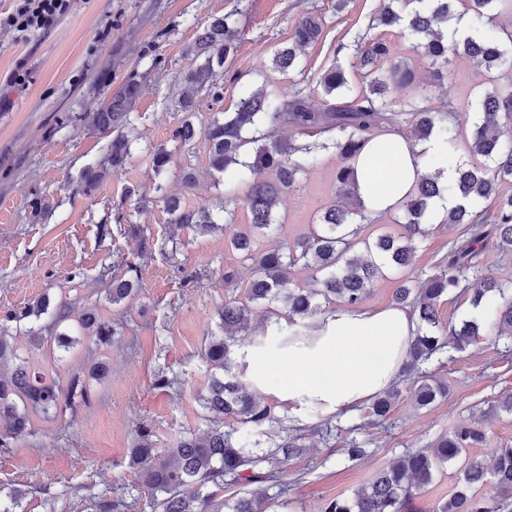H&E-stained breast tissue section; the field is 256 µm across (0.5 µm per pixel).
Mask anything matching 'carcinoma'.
<instances>
[{"label":"carcinoma","mask_w":512,"mask_h":512,"mask_svg":"<svg viewBox=\"0 0 512 512\" xmlns=\"http://www.w3.org/2000/svg\"><path fill=\"white\" fill-rule=\"evenodd\" d=\"M486 20L498 28L497 35L485 37L462 33L467 18ZM377 25L400 27L412 49L438 70L448 69L450 55L458 50L487 70L512 72V0H380L374 18ZM324 18L307 13L291 29L288 46L275 52L274 67L281 72L304 74L300 53L321 40ZM236 12L214 19L198 37L196 56L186 81L224 98V59L236 50ZM336 53L354 59L365 84L352 85L339 62L325 69L310 89L299 87L286 102H278L261 89L247 88L232 112L212 118L204 130L209 143V167L224 174V200L219 203L223 223L208 210L181 206L176 196L162 197L178 226L196 224L208 231H222L235 223L243 206L250 224L230 238L232 247L251 262L255 276L244 298L230 294L218 311L219 334L210 336L204 357L211 367L208 383L199 401L208 414L210 426L202 434H185L174 447L158 454L146 426L136 430L137 441L130 449V467L153 501L158 512H270L288 491L282 482V467L304 452L296 438L288 436L270 442V448H247L238 433L245 427L266 434V426L280 422L275 406L252 392L242 379L243 368L236 360L241 333L250 330L256 308L284 320L277 332L335 310L336 306L357 307L386 270L403 271L412 265L416 240L426 232L436 200L444 196L460 199L441 223L463 224L465 238L459 239L426 278L406 276L395 290V302L409 306L418 331L414 337L404 375L416 404L427 408L448 396V385L438 381L427 367L441 359L445 349H465L481 336L512 343V292L491 279L470 284L468 275L479 273L480 255L492 243L503 254L512 255V195L498 192L501 182L512 179V86L485 91L476 103L474 119L465 137L470 161L455 165L456 178L440 182L439 175L416 178L398 206L396 222L404 228L399 237L381 234L373 241L363 237V224L375 219L365 215L358 196L354 167L366 143L374 138L400 133L397 117L409 116V137L420 143L435 140L447 152L454 148L449 121L451 105L441 110L426 96L405 101L392 97L391 86L414 82L413 68L392 61L390 43L374 36L354 46L339 44ZM332 100L316 108L313 94ZM138 85L127 84L100 111L93 113L94 125L116 130L106 160L83 172L81 182L94 191L108 170L125 167L133 156L134 139L125 131L128 114L134 108ZM296 135L312 131L331 135V143H301L285 139L282 128ZM334 148L342 160L336 171L339 201L329 206L304 235L262 251L256 238L278 223V205L283 196L300 183L301 175L315 159V149ZM156 174L164 172L172 153L164 146L153 149ZM302 264L312 270L306 284H297L290 270ZM123 275L112 278L109 302L118 305L134 296L140 285L137 263L123 259ZM471 290V306L484 315L447 323L440 318L438 301L456 290ZM45 298L24 310L7 311L5 322H21L48 312ZM77 333H68L69 321ZM55 358L65 357L85 337L99 344L117 335L115 326L94 308L78 315L64 302L52 313ZM31 352L20 355L8 339L0 336V447L28 433L33 419H46L61 406L89 403L86 382L78 377L62 385L47 377L49 364L35 356L44 343L42 332L30 336ZM401 396L398 386L377 395L369 407L373 421L385 419ZM486 442V434L475 425H461L441 436L431 448L406 451L394 464L377 471L351 498L330 501L324 512H417L416 499L430 485L439 468L460 465V486L434 512H502L512 502V446L494 449L495 465L487 474L483 461L467 456V449ZM492 482H487V477ZM491 484L486 494L478 489ZM231 493L218 498V492Z\"/></svg>","instance_id":"obj_1"}]
</instances>
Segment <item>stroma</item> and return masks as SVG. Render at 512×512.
<instances>
[{
    "mask_svg": "<svg viewBox=\"0 0 512 512\" xmlns=\"http://www.w3.org/2000/svg\"><path fill=\"white\" fill-rule=\"evenodd\" d=\"M70 11L51 29L18 33L0 27V312L41 297L68 303L74 311L98 307L117 324L109 344L83 342L53 371L61 382L86 375L104 361L108 375L90 380L89 405L61 411L55 419H35L32 432L0 448V505L13 512H98L104 501L123 498L120 512H151L149 496L129 466L137 425H146L157 450L186 432L203 433L209 423L197 394L211 374L204 349L217 332V311L228 294L223 273L239 270V287L253 277L230 246L228 235L192 224L175 226L162 205L135 211L125 190L162 187L192 209L214 208L224 198V177L208 165L203 129L214 113L234 111L243 86H264L286 100L291 75L274 70L277 48L287 45L292 21L309 12L324 15L319 43L303 53L307 78L314 79L336 58V45L368 33L379 0H71ZM238 11L237 48L225 64L231 81L224 98L191 91L185 81L192 51L214 18ZM396 59L415 71V81L398 87L397 97L426 95L433 106L453 104V128L467 134L472 104L482 84H506V72L492 74L469 57H452L436 74L394 29H381ZM23 74L15 82V74ZM140 85L128 116L139 134L126 167L109 174L91 194L81 189L86 168L103 162L113 133L88 121L128 81ZM191 96L184 114L180 102ZM196 138L173 155L163 174L152 169L150 151L169 145L184 119ZM334 150L318 151L278 208L280 222L259 240L267 249L305 234L324 208L336 200ZM196 181L185 184L184 167ZM137 224L152 233V255L137 257L138 243L124 234ZM457 226L431 220L418 242L412 272L431 273L460 234ZM139 262L141 291L119 305L107 298L103 272L118 258ZM448 384V398L417 408L403 394L386 421L368 424V406L332 417L328 426L301 422L284 405L275 412L287 426H301L305 454L289 461L288 485L277 512H323L337 497L353 496L374 473L409 448H426L464 423H475L487 442L475 456L488 460L496 448L512 445V415L494 412L493 401L512 390V352L483 337L465 351H450L432 364ZM177 376L178 386L159 388L160 376ZM363 442L367 455L349 460V440Z\"/></svg>",
    "mask_w": 512,
    "mask_h": 512,
    "instance_id": "35a3bbf8",
    "label": "stroma"
}]
</instances>
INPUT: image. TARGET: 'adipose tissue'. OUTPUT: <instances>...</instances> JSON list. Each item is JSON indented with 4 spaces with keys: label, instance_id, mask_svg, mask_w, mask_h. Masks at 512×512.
Here are the masks:
<instances>
[{
    "label": "adipose tissue",
    "instance_id": "obj_1",
    "mask_svg": "<svg viewBox=\"0 0 512 512\" xmlns=\"http://www.w3.org/2000/svg\"><path fill=\"white\" fill-rule=\"evenodd\" d=\"M434 148L396 134L367 143L354 163L367 213L395 210L421 170L420 151ZM416 330L403 305L340 306L299 335L260 337L241 350L238 363L251 390L315 421L351 411L396 382Z\"/></svg>",
    "mask_w": 512,
    "mask_h": 512
}]
</instances>
